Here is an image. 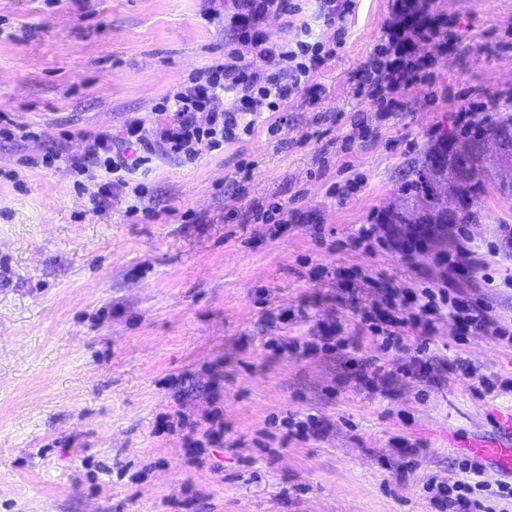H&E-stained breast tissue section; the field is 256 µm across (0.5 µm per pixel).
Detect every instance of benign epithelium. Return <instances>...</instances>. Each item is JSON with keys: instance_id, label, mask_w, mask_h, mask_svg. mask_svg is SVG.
<instances>
[{"instance_id": "obj_1", "label": "benign epithelium", "mask_w": 512, "mask_h": 512, "mask_svg": "<svg viewBox=\"0 0 512 512\" xmlns=\"http://www.w3.org/2000/svg\"><path fill=\"white\" fill-rule=\"evenodd\" d=\"M468 151L465 142L452 135H445L433 149V154L428 156L426 163L419 172V181L422 186V196L425 201L439 199L441 185L448 186V201L445 203V214L448 222H453L458 210V202L455 199L453 182H457L470 174L469 169L460 164V157ZM484 167L475 177L487 174L503 185L512 183V137L508 134L497 133L491 135L485 141L483 154ZM446 174L448 179L439 181L432 174Z\"/></svg>"}]
</instances>
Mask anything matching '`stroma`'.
Wrapping results in <instances>:
<instances>
[{
	"instance_id": "stroma-1",
	"label": "stroma",
	"mask_w": 512,
	"mask_h": 512,
	"mask_svg": "<svg viewBox=\"0 0 512 512\" xmlns=\"http://www.w3.org/2000/svg\"><path fill=\"white\" fill-rule=\"evenodd\" d=\"M296 2L267 34L288 44L305 23L330 39L316 0ZM432 2L440 35L396 108L357 93L394 0H357L309 93L195 163L133 173L149 218L121 193L93 214L95 186L77 189L67 160L129 115L153 125L224 61L232 33L203 14L234 0H0V114L35 133L0 135V512H438L427 479L455 478L458 442L512 408V388L474 391L512 381V342L444 313L422 338L415 297L464 260L462 297L512 331V195L486 183L450 224L417 173L460 132V105L512 113V0ZM51 149L62 161L28 166ZM276 203L287 223L260 220ZM362 224L375 238L352 247ZM408 233L421 244L385 247ZM389 311L406 345L385 352L362 316ZM331 328L335 352L286 347ZM424 339L430 374L407 376ZM214 413L223 442L193 447ZM310 415L323 431L295 437Z\"/></svg>"
}]
</instances>
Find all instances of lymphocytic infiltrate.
Returning <instances> with one entry per match:
<instances>
[{"label":"lymphocytic infiltrate","instance_id":"f902f5d3","mask_svg":"<svg viewBox=\"0 0 512 512\" xmlns=\"http://www.w3.org/2000/svg\"><path fill=\"white\" fill-rule=\"evenodd\" d=\"M393 9L394 17L384 27L390 48L380 53L373 68L363 72L358 86L359 93L372 101L381 82L405 88L417 82L408 57L431 28L427 0H396ZM298 11L293 0H238L235 12L226 19L227 26L241 46L249 47L253 56L263 61V68L246 64L239 50L230 51L226 61L196 72L173 92L170 106L162 109L153 131H146L142 118L134 116L121 135L100 130L86 136L83 153L71 158L70 166L80 177L104 178V186L92 196L94 212L105 210L116 188L136 198L144 196V184L130 182L129 176L153 157L166 155L195 162L203 151L251 133L250 114L280 111L287 101L308 93L314 75L335 55V48L309 41L310 29L305 24L300 27L301 39L291 45L271 42L262 28L269 13L293 15ZM226 91L234 93L237 108H214V100ZM419 302L423 332L431 330L430 315L443 311L458 320L464 331L486 333L491 328L486 308L465 304L447 289L423 290ZM481 475L479 463L464 461L454 480H432L427 488L441 512H482Z\"/></svg>","mask_w":512,"mask_h":512}]
</instances>
